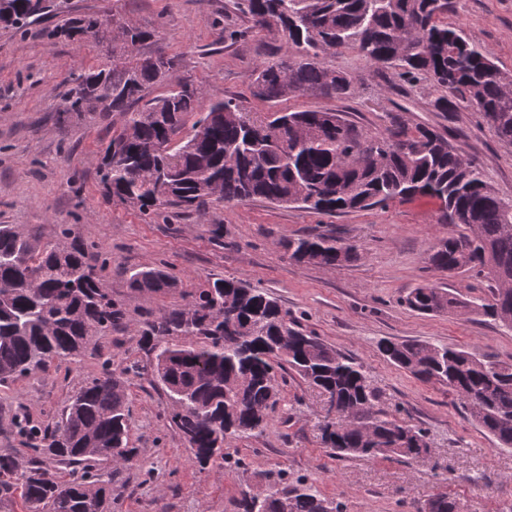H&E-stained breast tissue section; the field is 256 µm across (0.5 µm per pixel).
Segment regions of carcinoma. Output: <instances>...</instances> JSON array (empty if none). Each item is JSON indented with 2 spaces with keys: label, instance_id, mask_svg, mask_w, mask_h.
<instances>
[{
  "label": "carcinoma",
  "instance_id": "carcinoma-1",
  "mask_svg": "<svg viewBox=\"0 0 512 512\" xmlns=\"http://www.w3.org/2000/svg\"><path fill=\"white\" fill-rule=\"evenodd\" d=\"M253 28L279 39L282 55L248 75L263 114L236 98L212 100L202 85L185 93L171 80L175 56L161 69L142 47L150 30L94 14H80L42 32L82 43L97 30L112 42V57L77 66L58 111L101 109L126 116L98 162L105 195L142 215L167 219L168 209L261 199L319 214L385 207L430 197L441 223L454 227L431 249L429 262L450 273L475 272L489 295L470 300L425 284L404 297L419 314L467 310L512 328V200L500 197L462 148L427 126L386 133L358 129L334 109H278L304 93L353 94L351 77L324 65L328 54L357 53L401 81L428 83L440 112L480 114L512 146V72L448 21L456 0H233ZM46 0H0V22L25 34L45 21ZM271 16L278 32L261 18ZM155 85L164 93L149 97ZM64 242L44 241L33 229L0 224V385L78 362L92 337L126 322L123 305L104 288L107 260L91 261L69 224ZM288 258L335 268L353 261L357 247L333 235L288 239ZM135 291L164 297L180 280L163 264L147 263L129 277ZM140 347L171 402L168 421L200 466L231 460L228 440L263 432L280 401L285 374L294 373L354 420L322 424L321 442L338 458L415 460L429 447L426 432L380 407L363 364L305 332L264 289L217 278L182 306L149 313L139 323ZM378 349L416 379L463 401L470 417L512 448V364L427 341L384 339ZM25 452L0 454V494L22 489L26 512H99L122 472L141 462L132 445L128 392L122 376L106 372L70 397L57 421L14 419ZM51 460L68 469L57 479ZM237 512H343L305 477L261 475L240 493Z\"/></svg>",
  "mask_w": 512,
  "mask_h": 512
}]
</instances>
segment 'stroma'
Listing matches in <instances>:
<instances>
[{"mask_svg": "<svg viewBox=\"0 0 512 512\" xmlns=\"http://www.w3.org/2000/svg\"><path fill=\"white\" fill-rule=\"evenodd\" d=\"M56 19L71 12L120 19L155 31L144 51L177 56L176 81L204 86L209 97L249 98L248 75L271 59L279 43L250 33L248 19L231 0H56ZM457 18L467 35L512 71V0H459ZM228 30L238 39L225 38ZM94 43L71 44L21 35L0 25V224L38 226L45 239L73 225L90 255L108 261L105 285L123 303L127 327L94 337L80 362L51 365L0 386V454L16 453L17 405L34 421L57 419L86 379L104 368L127 371L131 382L132 442L141 466L125 470L112 512H236L235 501L255 473L283 469L314 481L344 512H419L435 492L455 499L460 512H512V450L472 421L457 396L422 383L390 364L383 339L447 344L512 363V330L491 319L460 313L434 316L409 311L401 299L432 283L479 297L485 279L434 269L427 256L449 232L437 204L422 198L383 208L317 214L260 199L176 210L151 221L138 210L108 200L98 159L124 126L120 112H85L58 124L56 112L77 65L97 62ZM345 71L354 93L330 99L306 93L286 108H333L359 129L375 134L401 123L425 125L450 136L482 170L498 195L512 199V146L503 144L477 113L435 111L428 84L389 79L353 52L327 57ZM222 225L216 242L210 225ZM333 234L358 248V256L328 269L289 260L284 243L304 234ZM162 263L180 278L182 293L165 297L131 290L130 270ZM214 278L243 279L264 288L303 328L365 366L382 406L426 431L430 456L412 461L337 458L320 441L326 412L322 397L289 378L264 432L236 439L229 448L247 471L199 468L166 417L168 398L143 364L139 322L148 313L185 303L186 293Z\"/></svg>", "mask_w": 512, "mask_h": 512, "instance_id": "1", "label": "stroma"}]
</instances>
